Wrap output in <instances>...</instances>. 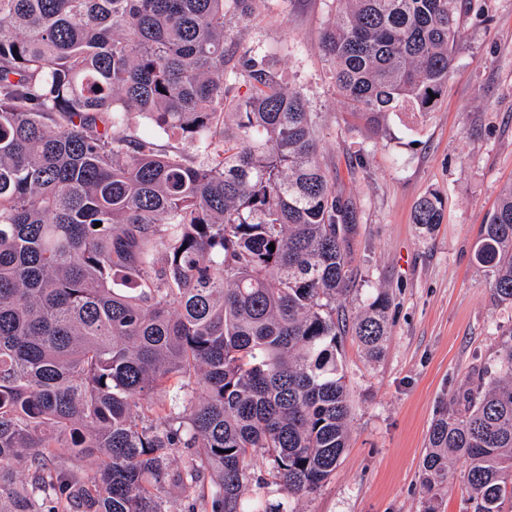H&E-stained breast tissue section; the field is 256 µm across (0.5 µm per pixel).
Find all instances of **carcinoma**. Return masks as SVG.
<instances>
[{"mask_svg":"<svg viewBox=\"0 0 512 512\" xmlns=\"http://www.w3.org/2000/svg\"><path fill=\"white\" fill-rule=\"evenodd\" d=\"M336 2L321 52L351 115L379 136L392 112L432 111L463 0ZM255 3L0 0V512H170L162 489L207 473L210 508L185 512H260L242 498L255 456L299 497L348 448L338 337L379 357L390 297L352 320L336 307L358 208L302 93L246 52L231 64L228 28ZM131 114L181 146L129 131ZM443 217L430 193L414 223ZM475 258L512 305V187ZM459 401L428 434L424 512L457 459L471 512H504L512 327Z\"/></svg>","mask_w":512,"mask_h":512,"instance_id":"carcinoma-1","label":"carcinoma"}]
</instances>
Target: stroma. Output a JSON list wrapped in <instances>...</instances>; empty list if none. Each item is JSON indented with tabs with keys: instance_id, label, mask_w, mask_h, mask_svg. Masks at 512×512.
Listing matches in <instances>:
<instances>
[{
	"instance_id": "35a3bbf8",
	"label": "stroma",
	"mask_w": 512,
	"mask_h": 512,
	"mask_svg": "<svg viewBox=\"0 0 512 512\" xmlns=\"http://www.w3.org/2000/svg\"><path fill=\"white\" fill-rule=\"evenodd\" d=\"M465 35L433 112L391 113L372 139L333 88L320 51L336 0H258L233 22L239 50L300 89L319 117L320 151L336 188L356 201L350 239L356 281L342 298L358 312L375 288L391 298L383 354L343 337L350 446L315 493L293 498L258 464L245 484L267 512H423L420 468L429 428L454 394L496 360L512 305L498 302L474 251L482 224L512 186V0H472ZM444 201L442 224L413 221L418 200Z\"/></svg>"
}]
</instances>
